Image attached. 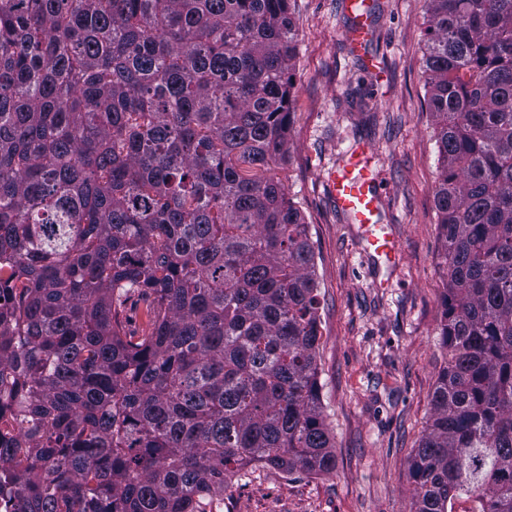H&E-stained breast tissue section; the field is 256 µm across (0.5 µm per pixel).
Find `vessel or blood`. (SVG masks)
I'll use <instances>...</instances> for the list:
<instances>
[{
	"mask_svg": "<svg viewBox=\"0 0 512 512\" xmlns=\"http://www.w3.org/2000/svg\"><path fill=\"white\" fill-rule=\"evenodd\" d=\"M373 0H348L354 24L347 34L348 40L355 45L365 43L369 32ZM329 193L337 206L351 219L365 228V237L370 249L390 259H397L400 247L395 239L377 234L373 221L377 208V196L374 188L367 149L357 146L349 163L341 170L332 172L328 178Z\"/></svg>",
	"mask_w": 512,
	"mask_h": 512,
	"instance_id": "1",
	"label": "vessel or blood"
}]
</instances>
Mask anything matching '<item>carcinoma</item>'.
<instances>
[{
    "mask_svg": "<svg viewBox=\"0 0 512 512\" xmlns=\"http://www.w3.org/2000/svg\"><path fill=\"white\" fill-rule=\"evenodd\" d=\"M291 0H0V494L215 512L329 473ZM448 357L413 512H512V0H426ZM136 298L145 322L131 328Z\"/></svg>",
    "mask_w": 512,
    "mask_h": 512,
    "instance_id": "cac0c4a2",
    "label": "carcinoma"
}]
</instances>
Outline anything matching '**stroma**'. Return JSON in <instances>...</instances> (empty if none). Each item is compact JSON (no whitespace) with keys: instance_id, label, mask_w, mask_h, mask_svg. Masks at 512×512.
I'll use <instances>...</instances> for the list:
<instances>
[{"instance_id":"obj_1","label":"stroma","mask_w":512,"mask_h":512,"mask_svg":"<svg viewBox=\"0 0 512 512\" xmlns=\"http://www.w3.org/2000/svg\"><path fill=\"white\" fill-rule=\"evenodd\" d=\"M347 0H291L298 31L288 158L279 171L310 226L320 293L318 364L333 472L258 465L224 484L219 512H412L410 463L447 358L434 191L438 147L427 106L425 0H375L363 52L344 40ZM369 147L378 224L396 262L364 249L332 200L329 174Z\"/></svg>"}]
</instances>
